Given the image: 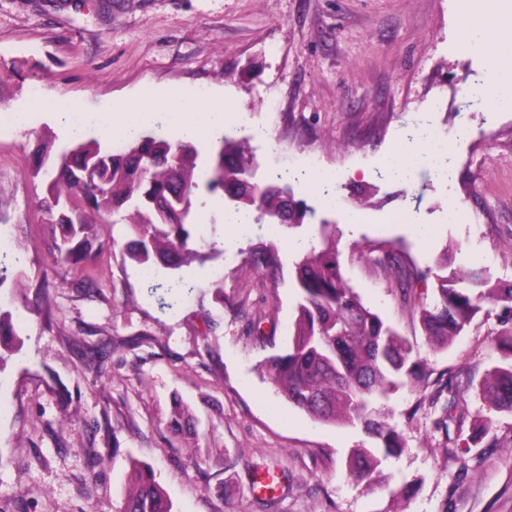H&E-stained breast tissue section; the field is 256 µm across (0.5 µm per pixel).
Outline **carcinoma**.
Returning <instances> with one entry per match:
<instances>
[{
  "label": "carcinoma",
  "instance_id": "obj_1",
  "mask_svg": "<svg viewBox=\"0 0 512 512\" xmlns=\"http://www.w3.org/2000/svg\"><path fill=\"white\" fill-rule=\"evenodd\" d=\"M216 151L204 168L197 165L200 150L191 142H170L142 132L116 147L108 141L76 136L57 150L36 149L34 176L48 179L43 212L54 232L57 261L81 274L80 283L95 285L88 257L98 236L97 225L122 222L130 227L124 247L139 264L157 263L165 273L144 283L160 308L171 309L199 285L179 269L187 260L203 262L216 242L197 241L190 220L193 199L201 193L220 194L224 210L244 213L253 224L281 219L287 201L295 204V223L302 225L312 212L295 196L291 182L278 174L257 177V166L244 146L230 134L214 141ZM243 266L269 282L278 283L283 269L278 250L257 245L240 251ZM366 262L392 275L405 299L413 284L433 277L432 303L420 308V323L428 340L446 347L461 335L486 304L498 306L504 328L494 338L501 361L477 386L488 412H512V279L492 278L484 270L448 271V258L437 270L406 266L397 253H361ZM18 250L0 251V287L11 269L22 264ZM296 289V317L288 349L268 360V371L279 391L294 406L325 423L359 426L376 441L374 448H354L347 457L349 477L371 488L382 462L404 448L400 432L377 408V401L422 378L406 339L372 312L348 285L341 271L336 241L322 248L313 242L297 250L291 266ZM490 418L478 420L472 434L461 439L467 455L477 438L490 432ZM134 484L121 512H173L172 502L151 467L133 463Z\"/></svg>",
  "mask_w": 512,
  "mask_h": 512
}]
</instances>
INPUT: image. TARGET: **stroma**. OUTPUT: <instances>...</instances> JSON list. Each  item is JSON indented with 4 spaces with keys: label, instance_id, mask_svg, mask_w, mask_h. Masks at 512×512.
I'll return each instance as SVG.
<instances>
[{
    "label": "stroma",
    "instance_id": "1",
    "mask_svg": "<svg viewBox=\"0 0 512 512\" xmlns=\"http://www.w3.org/2000/svg\"><path fill=\"white\" fill-rule=\"evenodd\" d=\"M468 0H0V245L24 261L0 286V308L22 318L21 352L0 387V512H119L131 460L149 464L173 512H386L414 483L405 512H512V412L488 414L476 388L497 358L501 311L490 306L448 347L431 346L394 280L361 258L389 245L418 269L454 266L512 278V107L463 112L466 89L493 90L486 55L457 29ZM147 86L223 91L238 107L235 136L259 172L303 173L312 213L270 234L255 224L226 236L223 201L200 195L191 218L222 252L182 273L199 290L160 309L152 274L126 258L127 225L99 227L92 288L58 263L37 201L31 152L68 137L41 97L106 110ZM27 113L17 124L13 113ZM409 129L431 131L455 164L450 177L417 165L380 179L386 150ZM325 170L328 182L315 183ZM335 193L326 205L325 193ZM434 234L419 242L387 215L404 204ZM334 227L344 277L405 337L427 374L382 406L405 442L373 488L346 471L361 428L325 424L279 392L264 361L288 346L296 293L261 285L241 249L316 240ZM261 321L263 340L249 335ZM453 405L448 429L437 426ZM490 415L491 432L460 454L456 440ZM275 471L267 510L257 476Z\"/></svg>",
    "mask_w": 512,
    "mask_h": 512
}]
</instances>
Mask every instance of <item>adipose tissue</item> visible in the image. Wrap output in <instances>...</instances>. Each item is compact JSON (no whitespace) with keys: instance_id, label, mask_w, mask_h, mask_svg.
<instances>
[{"instance_id":"1","label":"adipose tissue","mask_w":512,"mask_h":512,"mask_svg":"<svg viewBox=\"0 0 512 512\" xmlns=\"http://www.w3.org/2000/svg\"><path fill=\"white\" fill-rule=\"evenodd\" d=\"M474 20L459 31L462 46L486 50L499 73L496 91L488 94L487 104L499 108L512 104V13L492 9L487 0H470ZM48 111L63 114L66 129L82 133L95 127L105 137L126 138L151 126L165 116L177 139L193 141L197 146L210 144L235 121L237 107L223 94L208 99L177 95L161 99L153 93L141 94L135 102L122 104L106 112L89 108L77 100L48 104Z\"/></svg>"}]
</instances>
